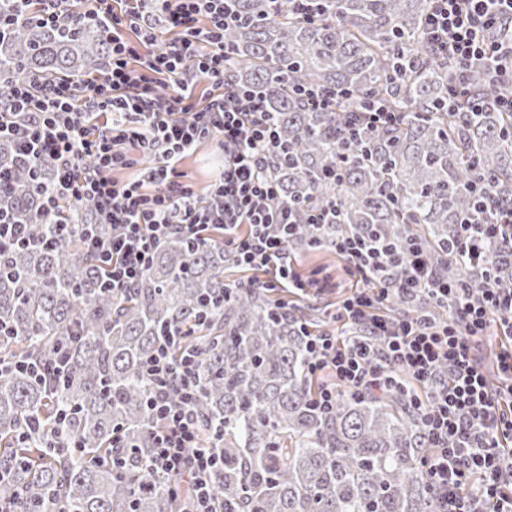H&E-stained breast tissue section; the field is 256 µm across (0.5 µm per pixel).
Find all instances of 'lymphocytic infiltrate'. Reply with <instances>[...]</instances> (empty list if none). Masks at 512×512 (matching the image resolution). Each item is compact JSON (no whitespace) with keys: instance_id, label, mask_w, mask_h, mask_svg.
Here are the masks:
<instances>
[{"instance_id":"obj_1","label":"lymphocytic infiltrate","mask_w":512,"mask_h":512,"mask_svg":"<svg viewBox=\"0 0 512 512\" xmlns=\"http://www.w3.org/2000/svg\"><path fill=\"white\" fill-rule=\"evenodd\" d=\"M16 2L4 27L93 21L109 43L106 68L83 85L27 82L1 97L0 138L13 140L30 161L55 160L45 210L65 200L94 202L97 223L86 227L83 244L113 287H133L167 236L200 240L214 229L223 231L239 266L273 272L268 288L299 296L331 287L328 277L304 276L289 256L297 226L287 210L272 206L279 186L269 165L280 146L270 112L261 97L225 79L224 30L237 20L229 0H125L117 8L112 0H88L80 13L73 0ZM161 28L169 34L163 42ZM510 28L512 0H432L425 41L457 65L449 111H457L473 67H483L490 85L512 82V40L487 37ZM166 83L171 91H163ZM210 137L224 166L202 197L181 163ZM132 167L138 178L117 179V171ZM471 194L489 220L461 225L459 243L479 268L492 242L512 245V205L491 202L482 175ZM100 223L109 236L98 235ZM333 249L363 283L338 310L361 334L309 336L317 407L332 411L341 389L363 398L413 379L427 390L407 394L406 406L429 443L424 470L435 512H512V348L498 344L512 339V289L489 280L479 288L450 283L416 246L396 248L368 234L337 237ZM423 293L445 307L440 322L382 315L391 299ZM177 340L174 331L164 336L142 365L156 425L148 466L172 479L185 512H219L212 476L221 458L202 443L196 411L201 356H172ZM483 343L496 349L492 378Z\"/></svg>"}]
</instances>
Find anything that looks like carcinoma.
Instances as JSON below:
<instances>
[{"label":"carcinoma","instance_id":"cac0c4a2","mask_svg":"<svg viewBox=\"0 0 512 512\" xmlns=\"http://www.w3.org/2000/svg\"><path fill=\"white\" fill-rule=\"evenodd\" d=\"M234 4L227 68L263 97L284 143L272 175L275 205L301 224L291 247L325 250L373 229L388 244L415 242L449 282L481 286L454 243L458 225L487 221L468 191L476 174L512 204V112L490 102L505 88L490 86L481 68L468 79L469 94L485 98L481 109L448 111L456 70L422 40L430 0H319L314 21L288 0ZM403 55L414 60L405 74L395 69ZM108 59L92 24L27 21L0 37V96L32 76L82 79ZM297 85L351 96L314 111ZM369 100L402 113L400 123L345 137L348 113ZM0 171V219L28 224L32 238L0 249V362L46 371L58 349L68 354L53 380L0 375V503L15 512H179L168 479L147 467L151 386L141 374L176 329L203 359L197 410L204 441L224 460L212 479L223 512H434L419 419L396 393L342 395L332 413L316 409L306 334L321 327L319 311L286 312L270 292L224 279L236 263L223 233L168 237L135 287L114 290L82 247L92 202L59 206L54 219L73 224L62 241L39 223L54 160L32 164L3 140ZM323 209L336 219L313 223ZM485 270L512 288V247L491 246Z\"/></svg>","mask_w":512,"mask_h":512}]
</instances>
